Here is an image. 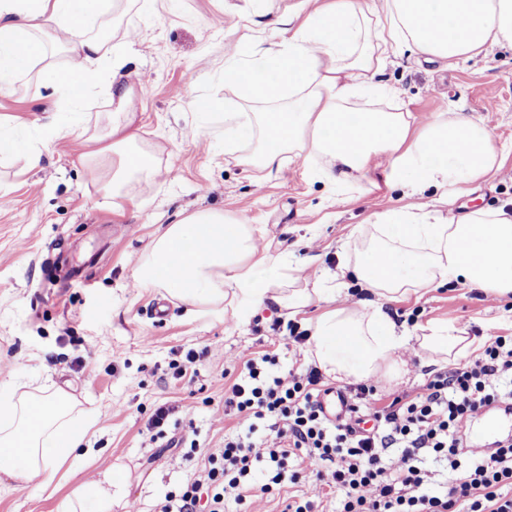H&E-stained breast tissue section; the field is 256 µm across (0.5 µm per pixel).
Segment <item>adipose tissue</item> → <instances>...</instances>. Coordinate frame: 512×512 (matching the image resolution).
<instances>
[{
	"instance_id": "obj_1",
	"label": "adipose tissue",
	"mask_w": 512,
	"mask_h": 512,
	"mask_svg": "<svg viewBox=\"0 0 512 512\" xmlns=\"http://www.w3.org/2000/svg\"><path fill=\"white\" fill-rule=\"evenodd\" d=\"M114 6V0H0V84L31 74L67 113L95 91L117 99L109 127L87 136L79 161L120 210L131 200L132 182L151 184L164 172L139 147L133 99L115 84L120 55L100 33ZM504 43L512 45V0H383L372 9L328 0L251 63L242 64L239 51H232L225 83L264 109L225 113L228 152L251 141L266 175L279 172L292 155L320 159L322 178L345 182L386 155L397 184L436 195L377 214L374 234L354 242V260L341 263L336 274L304 263L315 281L311 289L294 287L293 268L259 248L243 216L200 209L155 238L136 262V285L163 289L197 317L243 319L251 309L273 306L292 318L319 306L306 354L337 381H395L410 373L412 357L439 364L470 355L477 343L464 329L430 321L411 330L397 325L385 307L458 280L495 296L512 293V210L479 208L456 216L446 193L496 165L493 134L448 112L414 135L410 113L356 110L349 103L382 89V62L402 49L451 64ZM59 49L67 56L62 67L53 60ZM352 280L370 298L346 307L341 300ZM96 423V412L81 409L64 389L21 392L0 383V484L56 492L69 482L68 466L91 456L85 437ZM70 484L57 512H113L128 497L126 484L108 469Z\"/></svg>"
}]
</instances>
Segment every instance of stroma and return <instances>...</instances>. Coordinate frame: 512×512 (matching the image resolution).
Instances as JSON below:
<instances>
[{
  "label": "stroma",
  "mask_w": 512,
  "mask_h": 512,
  "mask_svg": "<svg viewBox=\"0 0 512 512\" xmlns=\"http://www.w3.org/2000/svg\"><path fill=\"white\" fill-rule=\"evenodd\" d=\"M302 0H125L112 16L111 43L124 52L117 76L138 100L133 127L166 181L135 188L136 205L113 211L78 163L76 130L41 137L57 110L55 97L30 75L0 87V117L25 138H42L43 157L28 169L24 155L0 159L9 188L0 206V377L28 391L56 386L98 420L88 435L98 469L114 468L129 487L131 512H157L166 492L200 465L184 446L222 447L237 420L224 415V388L242 363L274 349L282 367L298 349L277 340L278 317L266 308L241 320L200 319L158 288L135 287L134 264L169 224L185 213L221 209L245 215L260 246L294 264L314 256L336 270L350 238L374 231L370 217L413 204L397 188L391 166L373 159L365 178L347 184L321 179L319 161H286L278 177L246 165L253 143L224 151V115L251 112L224 81L228 50L257 54L273 42L272 16L302 22ZM383 79L391 96L361 101L376 112H408L416 121L459 112L490 129L502 159L457 197L455 212L512 201V47L493 46L450 66L411 53L390 58ZM207 98L216 114L206 135L194 136L193 103ZM165 317H157L156 309ZM407 328L431 320L462 328L479 341L512 336V295L495 298L462 281L410 294L387 306ZM204 350L193 379L169 364ZM174 401L183 413L167 439L150 440L145 424L156 404ZM58 500L31 488L0 485V512H56Z\"/></svg>",
  "instance_id": "1"
}]
</instances>
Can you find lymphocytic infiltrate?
Listing matches in <instances>:
<instances>
[{
    "label": "lymphocytic infiltrate",
    "instance_id": "lymphocytic-infiltrate-1",
    "mask_svg": "<svg viewBox=\"0 0 512 512\" xmlns=\"http://www.w3.org/2000/svg\"><path fill=\"white\" fill-rule=\"evenodd\" d=\"M322 383L317 366L281 369L273 350L243 362L224 391L238 432L165 494L159 512H224L253 490L272 495L301 480L312 494L283 512H319L329 488L341 493L336 512H512V440L488 454L460 432L487 406L512 403V336L492 337L477 359L374 410L383 427L373 432L357 423L374 385H360L351 414L333 423L318 403Z\"/></svg>",
    "mask_w": 512,
    "mask_h": 512
}]
</instances>
